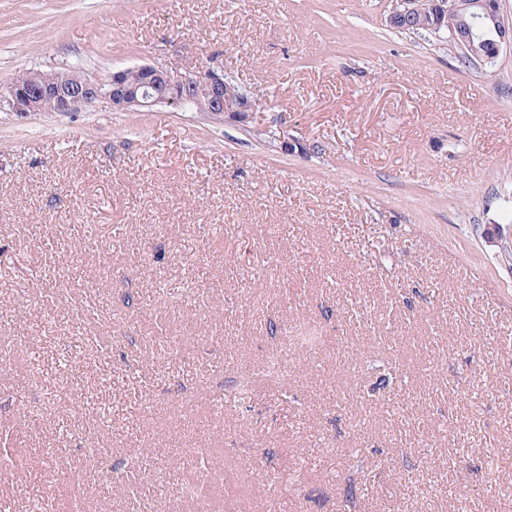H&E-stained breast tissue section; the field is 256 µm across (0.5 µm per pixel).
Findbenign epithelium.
<instances>
[{
	"label": "benign epithelium",
	"mask_w": 512,
	"mask_h": 512,
	"mask_svg": "<svg viewBox=\"0 0 512 512\" xmlns=\"http://www.w3.org/2000/svg\"><path fill=\"white\" fill-rule=\"evenodd\" d=\"M435 6L446 13H467L474 21L483 17L491 19L497 34V51L512 47V23L505 20L499 10L496 15H491L487 0H437ZM417 9L416 0H395L388 22L406 21ZM28 73L27 82L13 81L7 89L9 104L20 114L39 112L47 101L53 103L58 112H75L98 99L108 100L117 110H128L179 107L201 96L208 104L204 116L217 122L228 117L238 123H247L256 111V103L250 95L224 75V68L211 63L184 73L140 64L112 72L105 84L86 77L76 86L71 84L70 71L30 69Z\"/></svg>",
	"instance_id": "benign-epithelium-1"
}]
</instances>
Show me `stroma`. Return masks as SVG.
<instances>
[{
	"instance_id": "obj_1",
	"label": "stroma",
	"mask_w": 512,
	"mask_h": 512,
	"mask_svg": "<svg viewBox=\"0 0 512 512\" xmlns=\"http://www.w3.org/2000/svg\"><path fill=\"white\" fill-rule=\"evenodd\" d=\"M393 4L0 0V90L214 61L257 104L20 116L0 93L9 512L512 504V49L462 64ZM302 327L323 345L295 353ZM273 349L280 386L215 413Z\"/></svg>"
}]
</instances>
